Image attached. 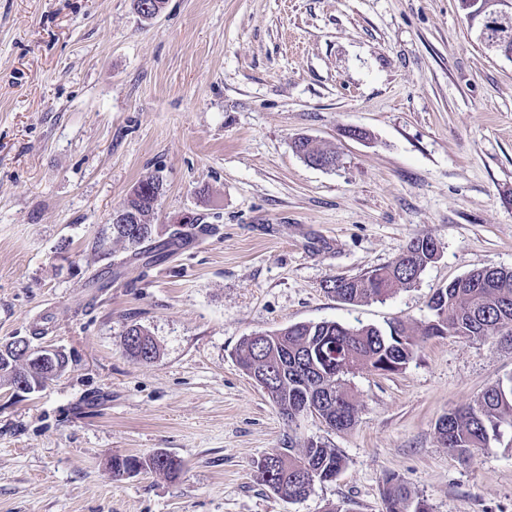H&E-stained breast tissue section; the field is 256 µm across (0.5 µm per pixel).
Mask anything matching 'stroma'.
<instances>
[{
	"label": "stroma",
	"instance_id": "stroma-1",
	"mask_svg": "<svg viewBox=\"0 0 512 512\" xmlns=\"http://www.w3.org/2000/svg\"><path fill=\"white\" fill-rule=\"evenodd\" d=\"M356 126L369 137L343 131ZM336 148L307 164L295 138ZM159 176L153 264L92 242ZM440 250L383 302L328 293L418 237ZM112 270V285L87 287ZM512 269V60L459 0H0V341L60 350L38 392L0 384V512H386L397 477L433 512H512V430L465 463L436 423L512 378V345L418 340L400 371L347 374L354 425L287 423L236 362L297 322L421 325L449 281ZM141 325L149 364L121 338ZM314 440L346 464L286 499L255 464ZM163 450L178 478H114ZM121 345L123 351L139 363H151L158 356V347L152 337L137 325L125 331ZM140 461L145 470L159 472L176 478L181 472V464L176 463L167 453L156 451L148 456L114 455L111 460L112 474L114 477H124L127 467L132 462Z\"/></svg>",
	"mask_w": 512,
	"mask_h": 512
}]
</instances>
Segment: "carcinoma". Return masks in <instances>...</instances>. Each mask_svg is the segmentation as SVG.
<instances>
[{"label":"carcinoma","instance_id":"obj_1","mask_svg":"<svg viewBox=\"0 0 512 512\" xmlns=\"http://www.w3.org/2000/svg\"><path fill=\"white\" fill-rule=\"evenodd\" d=\"M293 148L306 161H334L336 150L319 147L307 137L294 140ZM159 177L142 178L131 192L138 209L139 223L128 231L114 224L103 229L99 245L106 240L125 243L134 254L150 253L157 201L161 196ZM427 239H416L393 261L359 276H338L328 286L336 299L345 304L383 302L419 278L434 260ZM431 318L420 327L396 322L387 329L375 326L346 327L337 322L294 323L261 337H246L237 349L240 367L256 366L266 374V394L290 422L304 415V408L317 406L319 418L331 428L341 430L355 423L356 403L343 376L362 368L393 373L403 369L416 352V337H487L512 344V269L481 268L457 278L432 296ZM123 351L139 363H151L158 356L152 337L137 325L130 326L121 342ZM58 376L46 365H27L20 357L0 358V378L13 386L24 379L40 385ZM501 427H512V379L487 388L472 404L441 416L436 430L443 447L463 461H471L488 448L490 436ZM151 472L175 478L181 464L167 453L148 456L114 455L112 474L122 477L134 462ZM345 459L335 448L309 440L301 454L293 442L257 462L265 485L278 495L301 498L310 491V473L339 474ZM387 512H432L427 501L414 495L397 478L385 479Z\"/></svg>","mask_w":512,"mask_h":512}]
</instances>
